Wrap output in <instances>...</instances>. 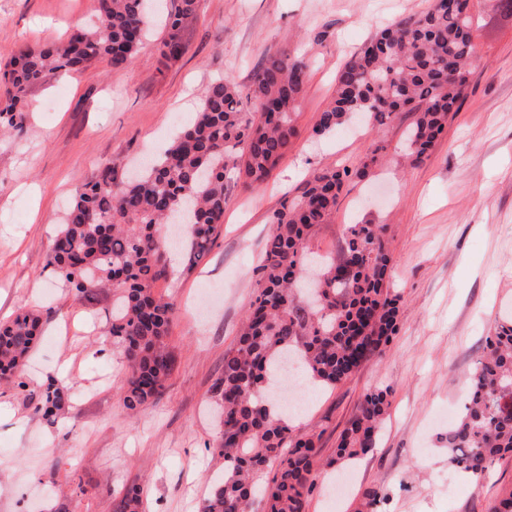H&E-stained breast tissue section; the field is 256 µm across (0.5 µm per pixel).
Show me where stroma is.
Listing matches in <instances>:
<instances>
[{"instance_id": "35a3bbf8", "label": "stroma", "mask_w": 512, "mask_h": 512, "mask_svg": "<svg viewBox=\"0 0 512 512\" xmlns=\"http://www.w3.org/2000/svg\"><path fill=\"white\" fill-rule=\"evenodd\" d=\"M431 0H201L184 22L188 52L163 59L156 20L122 69L97 63L69 78L47 76L29 99L30 132L0 141V321L38 310L43 334L25 368L24 387L0 385V512H112L126 486L141 485L145 512H201L224 459L211 386L254 297L272 213L299 194L314 171L358 169L371 142L383 158L348 178L331 221L308 248L338 257L347 225H384L388 288L398 299L397 330L346 381L311 394L292 418L318 435L317 486L306 512H352L364 488L374 512H489L512 488V457L478 480L449 467L448 413H461L468 376L485 338L512 317V18L490 0H470L477 18L469 86L427 157H403L411 113L378 128L349 121L312 134L332 101L336 74L387 22L419 13ZM95 0H0V61L27 42L59 40L95 19ZM309 51L315 62L296 117L297 136L256 190L231 189L224 231L191 273L170 250L174 274L157 283L173 303L167 341L174 369L160 399L138 413L122 404L125 366L104 337L111 294L74 299L47 265L77 188L104 165L132 167L168 147L218 78L247 89L263 59ZM67 394L47 423L34 412L47 380ZM391 394L374 448L326 466L363 394Z\"/></svg>"}]
</instances>
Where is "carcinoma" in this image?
<instances>
[{
  "instance_id": "obj_1",
  "label": "carcinoma",
  "mask_w": 512,
  "mask_h": 512,
  "mask_svg": "<svg viewBox=\"0 0 512 512\" xmlns=\"http://www.w3.org/2000/svg\"><path fill=\"white\" fill-rule=\"evenodd\" d=\"M151 2L96 0L94 24L72 28L62 41L21 46L0 74L6 96L0 139L25 132L29 90L46 75H68L95 62L114 69L129 64L151 30ZM198 7L199 0H179L167 16L163 58L176 61L187 52L183 24ZM472 28L469 0H433L428 9L393 21L337 72L334 99L312 134L330 133L352 118L383 127L411 112L405 150L411 161H420L468 87ZM310 66L306 53L278 52L266 56L245 94L229 79L212 81L194 118L138 179H126L114 162L76 190L48 266L77 298L112 290L109 335L122 348L127 377L120 392L130 412L158 398L173 366L166 342L173 306L155 292L166 274L158 226L186 217L182 249L185 270H192L224 230L230 189L260 187L297 135L294 116ZM245 98L257 112L244 108ZM350 175L346 166L313 173L303 191L270 218L257 294L212 386L221 410L216 447L224 476L212 485L202 512H247L258 495L265 512H305L318 438L294 433L287 418L271 413L277 370L296 352L314 382L334 386L395 331L398 305L386 285L390 258L383 226L348 225L339 257L303 276L309 236L331 219ZM41 323L31 310L0 321V383L25 386L17 378ZM485 343L469 378L470 400L447 437L449 461L476 480L496 458L512 454V321ZM63 401V390L50 382L34 411L50 420ZM389 407L388 391L366 392L326 465L375 447ZM142 494L138 484L126 487L114 512H142Z\"/></svg>"
}]
</instances>
